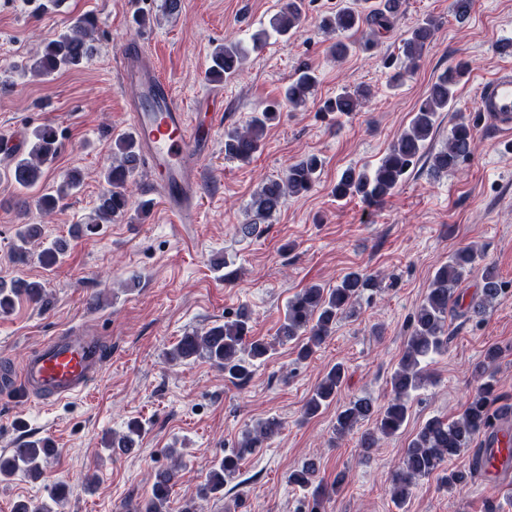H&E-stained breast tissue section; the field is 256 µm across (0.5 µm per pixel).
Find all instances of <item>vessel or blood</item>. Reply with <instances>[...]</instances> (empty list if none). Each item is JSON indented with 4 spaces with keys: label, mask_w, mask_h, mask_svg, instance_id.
I'll return each instance as SVG.
<instances>
[{
    "label": "vessel or blood",
    "mask_w": 512,
    "mask_h": 512,
    "mask_svg": "<svg viewBox=\"0 0 512 512\" xmlns=\"http://www.w3.org/2000/svg\"><path fill=\"white\" fill-rule=\"evenodd\" d=\"M119 72L122 85L132 90L126 110L165 211L175 223H195L200 161L211 146V134L194 126L154 58L124 54ZM477 109L501 134H512L511 67L501 68L481 87ZM107 362L97 337L69 328L42 341L24 360L21 374L0 371V389L56 404L85 394Z\"/></svg>",
    "instance_id": "vessel-or-blood-1"
}]
</instances>
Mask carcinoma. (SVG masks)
Here are the masks:
<instances>
[{
    "mask_svg": "<svg viewBox=\"0 0 512 512\" xmlns=\"http://www.w3.org/2000/svg\"><path fill=\"white\" fill-rule=\"evenodd\" d=\"M304 0H284L280 10L269 19V27L255 32L252 49L261 48L270 35L287 37L302 23ZM402 6V0H381L379 7L365 12L361 0H347L336 7L335 12L321 19L320 28L337 35H355L369 29L364 46L372 47L379 33L391 27ZM95 29V20L84 15L55 38L49 40L41 56L35 59L30 69L42 76L79 68L93 50L87 40L89 32ZM436 23L427 19L414 27L403 40L402 56L405 65L391 76V83L399 85L404 74L417 66L424 50L433 41ZM246 48L239 42L224 43L215 48L211 55L208 77L213 81L230 80L238 75L240 63ZM467 73V65L458 64L443 72L421 101L409 126L393 142L380 163L372 170L345 169L334 187L338 198L359 196L369 204H377L391 195L401 184L406 173L420 160L422 151L432 139L439 114L448 110L456 95L460 79ZM318 77L309 67L299 69L283 92L284 101L297 106L305 103L312 94ZM366 90L357 87L345 89L323 101L320 111L350 114L360 109ZM279 104L272 103L253 115L242 125L224 132V157L227 160L249 162L263 145L266 128L279 116ZM58 132L54 125L44 123L33 130L30 149L12 156L5 175L21 189L35 186L42 178L43 168L49 166L58 151ZM475 148L474 135L470 125L463 119L457 121L448 133L447 144L431 155V169L436 173L448 172L470 159ZM140 163L136 137L125 132L113 138L112 163L105 169L103 180L106 187L99 198L94 215L86 225H75L74 233L79 234L98 224H110L116 218L125 216L131 205L129 184ZM322 166L315 155H308L290 165L286 174L278 179L264 182L253 194L249 212L253 217L239 226L243 238H252L262 233L260 225L276 214L288 198L309 191L316 174ZM80 185L79 174L67 175L55 193L43 195L36 200V206L43 212L55 209L58 202ZM42 230L38 224H25L17 234L14 256L24 261L30 255L29 245L40 239ZM67 248V242L58 240L44 247L39 260L45 267L54 266ZM483 260L482 253L468 246L458 250L447 263L434 273L426 293L416 306L410 318V334L405 341L404 351L397 367L390 376L393 398L381 410L373 407L367 397L355 398L336 415V432L343 434L359 422L375 418L373 429L365 433L361 446L371 448L378 434L392 436L404 425L407 412V398L411 392L421 388L428 379L422 362L431 354L442 350L448 344V317L459 304L454 288L473 266ZM382 280L360 271L347 273L334 288L311 285L302 289L288 301L283 321L276 336V342L285 343L302 340L298 358L306 359L313 348L322 344L330 335L336 322L356 314V303L365 292L377 288ZM507 293L505 284L499 279L494 266L481 265V296L467 308L469 318L482 321L490 304ZM21 296L30 302L46 307L49 305L44 287L38 282L0 281V314L10 312L15 300ZM251 315L241 308L226 317L224 323L210 327L202 334L192 332L182 337L168 352L172 362L193 357L206 358L224 370V377L239 385L246 384L254 367L265 361L274 344L248 336ZM499 356L495 348L487 350L484 360L475 367V373L483 379L476 392L470 397L459 418L449 421L443 418L427 420L416 432L404 449L401 466L392 479V495L402 504L412 495L417 482L437 472L443 463L458 455L478 437L484 436L492 443L496 439L493 406L498 399L495 393L493 367ZM345 369L341 364L333 366L318 384L306 404L310 416L318 414L333 401L341 391ZM282 421L268 417L245 431L237 447L211 466L203 495L219 493L224 483L235 478L239 461L254 453L264 443L279 433ZM142 433V423L132 420L127 432L112 437L110 448H133ZM55 454L47 440H29L23 448L11 450L7 456L0 455V477L27 475L38 478L44 463ZM483 468L481 455H476L466 471H452L442 480L453 488L464 486ZM315 465L305 464L302 469L291 472L288 482L311 490L308 512H321L326 489L314 484ZM177 475L175 467L156 472L150 495L143 500L137 512H170L172 480Z\"/></svg>",
    "mask_w": 512,
    "mask_h": 512,
    "instance_id": "1",
    "label": "carcinoma"
}]
</instances>
